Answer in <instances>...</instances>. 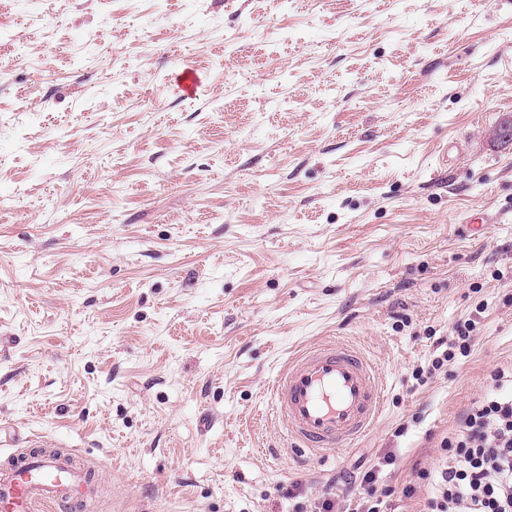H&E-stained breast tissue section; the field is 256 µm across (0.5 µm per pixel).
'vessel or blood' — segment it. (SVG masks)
<instances>
[{"instance_id":"vessel-or-blood-1","label":"vessel or blood","mask_w":512,"mask_h":512,"mask_svg":"<svg viewBox=\"0 0 512 512\" xmlns=\"http://www.w3.org/2000/svg\"><path fill=\"white\" fill-rule=\"evenodd\" d=\"M273 408L293 445L309 456L346 445L363 434L383 407L371 363L348 344L323 343L291 357L271 386ZM94 469L46 451L11 455L0 467V512H75L90 492Z\"/></svg>"}]
</instances>
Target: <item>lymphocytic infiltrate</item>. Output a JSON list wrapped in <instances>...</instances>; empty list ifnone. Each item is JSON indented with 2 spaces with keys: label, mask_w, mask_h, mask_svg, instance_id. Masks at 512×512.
Listing matches in <instances>:
<instances>
[{
  "label": "lymphocytic infiltrate",
  "mask_w": 512,
  "mask_h": 512,
  "mask_svg": "<svg viewBox=\"0 0 512 512\" xmlns=\"http://www.w3.org/2000/svg\"><path fill=\"white\" fill-rule=\"evenodd\" d=\"M444 454L424 472L431 485L423 512H512V368H498Z\"/></svg>",
  "instance_id": "lymphocytic-infiltrate-1"
}]
</instances>
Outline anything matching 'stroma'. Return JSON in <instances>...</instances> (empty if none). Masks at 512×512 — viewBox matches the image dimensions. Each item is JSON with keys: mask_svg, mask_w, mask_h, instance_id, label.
<instances>
[{"mask_svg": "<svg viewBox=\"0 0 512 512\" xmlns=\"http://www.w3.org/2000/svg\"><path fill=\"white\" fill-rule=\"evenodd\" d=\"M511 119L512 0H0V437L90 512H420L512 363ZM325 341L383 410L304 458L266 388ZM473 330L474 328L470 320L459 322L454 330L456 336L448 343L447 348L442 351V358L437 357L433 360L431 367L428 368V374L431 375L433 371L439 370L444 365V362H449L455 358L456 353L454 351L457 348L460 354L464 355L468 351L472 340L473 336H471V333ZM375 482H376V479H375L374 473L371 471L366 472L361 479L360 485L364 486V489L366 491V495L368 498L366 500V502L367 503L374 502V504H371L367 508L365 505L364 510H362L361 512H388V510L390 512H395L396 508H393V507H395V504L393 503V501L392 500L384 501V498L393 496L395 494V490L394 489H385L383 492H381L380 496H377V494H376L377 489L374 485ZM374 498H375V500H371ZM382 504H384V509H383Z\"/></svg>", "mask_w": 512, "mask_h": 512, "instance_id": "stroma-1", "label": "stroma"}]
</instances>
